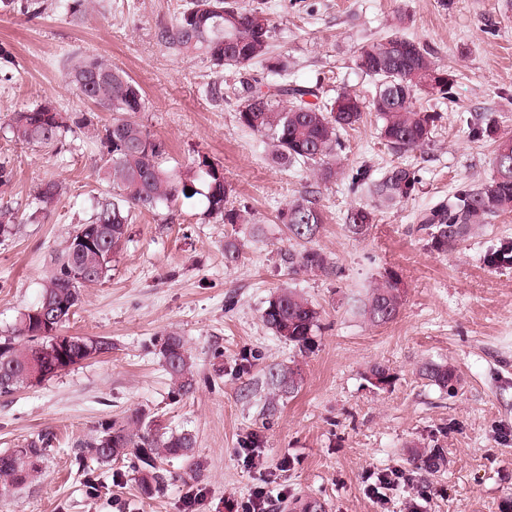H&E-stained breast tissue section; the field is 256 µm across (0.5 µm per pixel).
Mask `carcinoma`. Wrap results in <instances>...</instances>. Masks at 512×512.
<instances>
[{"label": "carcinoma", "mask_w": 512, "mask_h": 512, "mask_svg": "<svg viewBox=\"0 0 512 512\" xmlns=\"http://www.w3.org/2000/svg\"><path fill=\"white\" fill-rule=\"evenodd\" d=\"M273 28L266 12L247 0H189V7L168 23L155 27L157 42L186 59L204 55L216 67L247 69L262 65L271 78L241 83L236 112L241 127L260 136L271 148L274 159L288 165L316 167L317 178L326 183L336 177V161L342 150L341 135L362 119L365 102L348 90L321 101L320 88L289 84L288 58L273 54ZM356 67L372 80L371 108L381 121L379 135L399 152L422 151L434 138L440 114L416 105L420 93L438 100H454V81L435 60L434 51L424 42L409 38L396 26L380 40L364 46L356 57ZM70 85L84 99L113 113L112 123L97 136L106 148L102 168L112 183V196L97 202L92 224L112 225L108 251L116 254L126 237L134 211L152 212L162 205L172 206L187 197L186 188L198 194L196 184L205 188L207 211L226 224H248L245 212L233 205L236 189L224 177V170L202 157L185 172L164 166L165 143L155 137L136 114L144 111L145 100L139 87L122 69L98 56L86 55L74 60L67 72ZM315 101H309V98ZM67 129L64 118L50 103L14 114L12 137L28 145L49 148ZM494 176L476 189H463L450 203H441L419 215V230L430 235L432 247L445 252L486 219L512 212V138L500 140L494 151ZM420 183L418 170L393 167L375 178L370 168L361 166L351 174L352 188L362 190L372 205L348 213L349 231L364 233L375 211L411 198ZM62 186L54 181L42 183L35 193L36 211L46 212L59 199ZM287 226L290 238L309 243L318 234L324 214L317 192L306 190L281 210L278 216ZM288 269L293 273L319 271L329 275L333 268L314 249L288 252ZM86 257L64 248L55 259L41 297L32 309L50 299L58 305L76 307L80 290L86 283L74 270ZM491 267L512 266V242H504L485 256ZM403 305L400 279L388 273L378 281L363 302L362 313L372 324L394 321ZM263 324L304 351L319 328V312L298 293L284 289L273 295L264 308ZM32 316L22 313L11 336H0V394H9L28 385L27 371L32 361L44 363L53 354L47 352L50 340L37 334ZM167 347L160 349L165 370L177 394L186 396L195 390L191 356L185 341L177 333L166 336ZM95 345L98 355L112 350L104 337L73 336L64 367L81 363V344ZM297 372L288 367L269 373L271 386L287 392L294 389ZM426 376L441 388L456 382L454 369L431 365ZM144 419L135 413L123 424L107 423L88 441L79 443L78 455L99 465H109L130 456L137 461L139 487L152 497L164 491L167 470L162 461L189 458L196 438L188 432L142 430ZM47 442L30 441L0 452V485L20 486L37 474L45 460Z\"/></svg>", "instance_id": "obj_1"}]
</instances>
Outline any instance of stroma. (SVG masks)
I'll return each instance as SVG.
<instances>
[{"label": "stroma", "instance_id": "obj_1", "mask_svg": "<svg viewBox=\"0 0 512 512\" xmlns=\"http://www.w3.org/2000/svg\"><path fill=\"white\" fill-rule=\"evenodd\" d=\"M187 2L40 0L36 10L31 0H0V162L13 173L0 186V208L16 215L14 235L0 240V336L39 300L52 257L112 194L99 141L69 131L40 148L10 133L14 112L45 102L69 120L111 123V112L66 83L73 56L124 69L145 97L137 119L167 144L168 167L183 171L207 157L235 185L236 206L254 217H209L201 194L134 213L105 279L82 289L62 329L106 337L111 351L0 396V451L50 438L41 471L1 494L0 512H232L260 487L286 492L275 512H512V267L484 262L512 241V212L473 226L445 252L415 220L460 188L490 181L493 144L470 137V121L492 122L496 137L512 138V0H253L270 17L275 54L324 97L369 95L356 55L398 23L455 77V100L441 107L425 151L385 145L367 112L345 134L338 174L327 183L303 166H274L266 144L238 124L234 90L242 76H263L261 66L219 69L155 41L156 24ZM216 84L220 102L208 94ZM362 165L376 177L412 167L420 184L355 235L345 217L367 197L350 190L347 175ZM49 180L63 193L40 213L34 195ZM309 186L325 215L311 247L333 262L329 275H292L284 261L290 243L276 216ZM230 244L239 252L233 263L224 259ZM390 272L404 304L393 322L374 325L350 300L366 298ZM282 288L321 313L307 350L261 320ZM169 332L184 337L194 363L196 389L187 396L174 393L159 354ZM378 364L389 371L381 387L371 379ZM431 364L454 368L455 393L426 376ZM274 366L297 368L293 393L271 389ZM134 413L196 437L190 461L169 462V485L152 498L140 494L129 462L86 471L76 458L77 444L101 424ZM435 452L437 466L426 468Z\"/></svg>", "mask_w": 512, "mask_h": 512}]
</instances>
